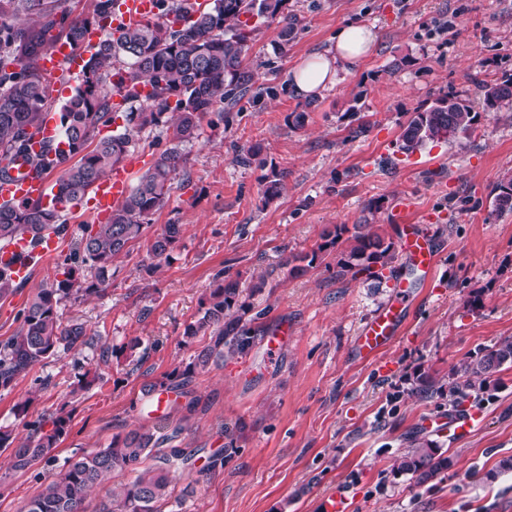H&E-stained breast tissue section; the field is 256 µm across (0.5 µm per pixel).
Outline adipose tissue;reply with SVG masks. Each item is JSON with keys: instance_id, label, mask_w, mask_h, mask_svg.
I'll return each instance as SVG.
<instances>
[{"instance_id": "obj_1", "label": "adipose tissue", "mask_w": 512, "mask_h": 512, "mask_svg": "<svg viewBox=\"0 0 512 512\" xmlns=\"http://www.w3.org/2000/svg\"><path fill=\"white\" fill-rule=\"evenodd\" d=\"M375 42V32L366 25L350 23L342 27L332 46L310 56L292 70V83L297 94L306 97L334 85L340 67L365 58Z\"/></svg>"}]
</instances>
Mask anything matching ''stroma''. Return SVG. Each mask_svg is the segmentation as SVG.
Listing matches in <instances>:
<instances>
[{"mask_svg":"<svg viewBox=\"0 0 512 512\" xmlns=\"http://www.w3.org/2000/svg\"><path fill=\"white\" fill-rule=\"evenodd\" d=\"M288 9L299 19L292 39L260 25L247 60L250 92L203 119L200 138L185 148V173L108 268L107 289L61 302L63 319L83 323L94 343L58 349L0 391V429L17 438L26 436L25 422L70 417L50 464L17 473L0 451V512H21L68 460L137 427L163 437L155 455H192L169 465L161 512H322L333 491L349 512H512V471L499 469L512 457V365L457 405L480 416L466 436L436 424L455 406L448 395L414 392L420 374L447 384L452 372L512 339V213H491L497 179L512 169V110L484 113L459 142L411 155L398 149L412 112L451 91L479 102L482 84L512 70V0H288ZM354 21L373 26V52L340 71L333 87L295 95L291 69ZM355 103L370 129L353 138ZM302 106L306 125L291 128L288 115ZM251 145L287 173L272 201L263 199L265 168L236 160ZM403 196L412 201L411 223L427 226L436 243L437 267L417 282L396 342L363 359L355 338L391 295L403 260L394 256L379 280L340 278L335 263L348 235L332 250L318 247L325 230L359 223L372 200L382 205L380 234L396 241L390 216ZM66 219L57 255L0 298V341L16 333L36 293L61 278L65 258L96 222L77 206ZM168 224L181 225L180 237L169 262L147 273L146 245ZM311 254L313 267L291 273ZM221 279L250 307L243 320L253 345L195 375L169 415L154 417L143 388L184 368L202 346L183 331ZM282 330L281 349L268 351L267 337ZM86 372L97 380L78 389ZM417 432L439 441L448 459L420 487L391 470L405 437ZM218 450L223 464L209 467Z\"/></svg>","mask_w":512,"mask_h":512,"instance_id":"1","label":"stroma"}]
</instances>
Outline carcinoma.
<instances>
[{"label":"carcinoma","mask_w":512,"mask_h":512,"mask_svg":"<svg viewBox=\"0 0 512 512\" xmlns=\"http://www.w3.org/2000/svg\"><path fill=\"white\" fill-rule=\"evenodd\" d=\"M187 0H159L160 17L124 29L107 37L85 63L82 78L72 95L60 106L59 138L70 150V162L55 184L56 205L39 201L0 203V243L27 235L37 242L49 231L61 232L66 211L91 192L95 183L122 163L135 138L148 128L159 126L167 117L169 146L152 155V160L125 199L112 208V217L81 239L82 257L68 258L64 278L38 291L20 313L21 327L16 335L0 342V390L10 389L18 377L46 359L59 347L72 349L90 341L84 324L64 321L59 303L72 296L103 291L104 272L128 245L142 237L149 217L160 210L172 181L185 170L184 147L201 135V121L214 107L245 94L254 79L246 60L253 47L258 22L281 25L283 46L298 24L288 12V0H210L190 11ZM113 0H92L91 11L75 16L64 0H0V179L10 175L19 158L39 174L52 171L57 160L48 147L35 153L32 140L54 103L51 80L42 74L39 62L45 51L57 42L77 50L82 47L89 25L111 14ZM118 81H113L114 77ZM138 84L150 87L145 99L136 93L123 95L114 103L116 89ZM482 108L498 111L512 108V73L482 85ZM479 113L473 103L460 95L448 94L424 111L412 113L399 136V151L412 154L428 143H451L474 132ZM117 125L112 135L99 137V128ZM284 173L271 168L263 190L265 201L281 194ZM378 202L364 208L367 215L354 225V244L336 262L337 275H359L377 279L378 268L392 259V243L375 230ZM512 213V171L499 178L490 215ZM181 225L167 224L148 244L154 273L167 263ZM203 314L187 324L184 336H198L208 342L195 351L192 361L166 380L145 389L187 385L212 362L243 355L252 345L250 329L242 316L228 317L238 303L237 288L221 283L202 302ZM505 364H512V339L498 343L463 368L464 380L448 382L449 395L456 403L468 397L476 385ZM416 393L421 396L443 393L435 378L417 377ZM26 438L18 443L12 432L0 431V450L9 451L8 468L26 472L35 465L54 460L53 452L67 432L68 418L59 415L46 430L41 422H26ZM160 443L154 434L132 429L112 437L105 448L84 453L71 461L44 489L30 499L22 512H82L87 496L95 486L116 470L133 473V479L112 489L110 501L99 512H157L156 505L169 496V476L165 464L175 458L186 461L180 448L148 465L146 460ZM448 468L438 441L418 434L407 438L406 448L392 464L395 473L412 475L420 487Z\"/></svg>","instance_id":"1"}]
</instances>
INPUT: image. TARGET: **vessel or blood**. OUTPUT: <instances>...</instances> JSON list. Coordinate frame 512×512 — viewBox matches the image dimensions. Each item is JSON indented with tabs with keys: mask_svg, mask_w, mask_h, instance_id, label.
Segmentation results:
<instances>
[{
	"mask_svg": "<svg viewBox=\"0 0 512 512\" xmlns=\"http://www.w3.org/2000/svg\"><path fill=\"white\" fill-rule=\"evenodd\" d=\"M157 0H115L112 14L105 24L90 26L85 34V47L92 50L105 35L119 34L124 28L135 25L158 14ZM83 57L68 45L56 43L44 54L40 68L53 84H61L81 72ZM147 161L146 155L129 158L126 164L114 168L112 174L100 180L94 187L91 210L99 215L109 214L128 193V170ZM51 199L49 178L30 175L24 160L14 164L12 177L0 180V202L41 201ZM409 200H401L393 209L392 221L399 226V244L405 263L421 277L432 275L437 263V250L433 239L424 225L411 223ZM61 236L50 232L39 242L29 237L12 240L0 247V267L7 268L14 281H28L37 262L47 261L61 247ZM413 286L412 280L398 276L393 280L394 293L365 323L356 338V349L365 358L377 357L382 350L392 345L401 333L407 301Z\"/></svg>",
	"mask_w": 512,
	"mask_h": 512,
	"instance_id": "1",
	"label": "vessel or blood"
}]
</instances>
